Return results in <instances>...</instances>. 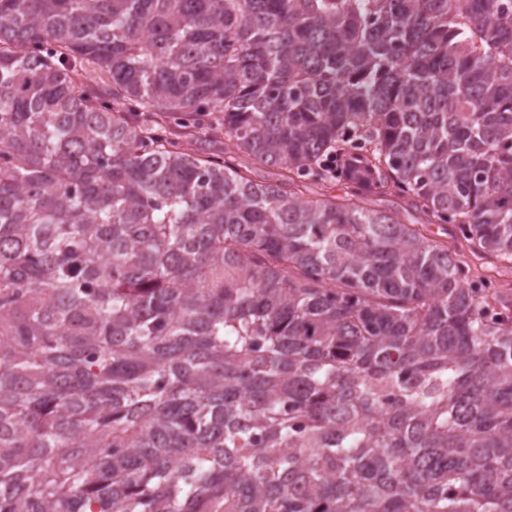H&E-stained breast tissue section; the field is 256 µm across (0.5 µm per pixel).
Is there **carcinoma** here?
Segmentation results:
<instances>
[{
	"instance_id": "carcinoma-1",
	"label": "carcinoma",
	"mask_w": 512,
	"mask_h": 512,
	"mask_svg": "<svg viewBox=\"0 0 512 512\" xmlns=\"http://www.w3.org/2000/svg\"><path fill=\"white\" fill-rule=\"evenodd\" d=\"M392 196L512 264V0H0V512H512V309Z\"/></svg>"
}]
</instances>
